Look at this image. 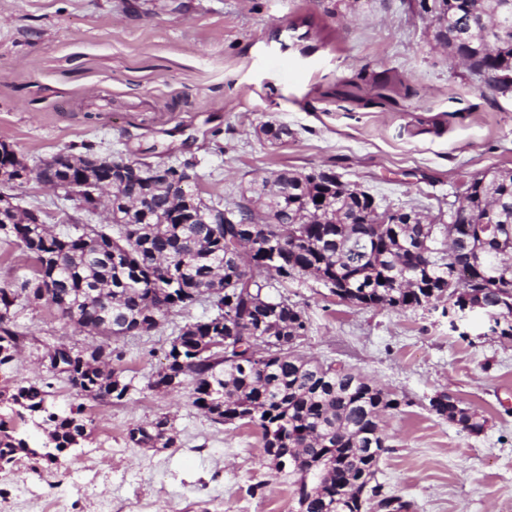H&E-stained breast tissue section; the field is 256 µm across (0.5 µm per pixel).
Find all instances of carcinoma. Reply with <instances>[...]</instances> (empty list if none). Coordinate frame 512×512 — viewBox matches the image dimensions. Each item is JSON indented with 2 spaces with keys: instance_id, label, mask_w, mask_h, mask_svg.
<instances>
[{
  "instance_id": "cac0c4a2",
  "label": "carcinoma",
  "mask_w": 512,
  "mask_h": 512,
  "mask_svg": "<svg viewBox=\"0 0 512 512\" xmlns=\"http://www.w3.org/2000/svg\"><path fill=\"white\" fill-rule=\"evenodd\" d=\"M447 31L457 18L472 14L459 48L472 59L477 74L487 73L488 83L506 94L512 89V0H440ZM279 183L267 188L268 179L252 183L249 197L235 204L241 217L252 206L273 216L277 223L256 232L248 250L236 252L242 225L226 224L221 236L197 218L181 224L173 217L168 191L155 189L154 205L129 211L112 210V223L83 227L79 234L55 233L43 224H14L11 236L34 261L31 277L12 286H0V366L13 361L24 333L17 330V308L39 299L30 285L43 282L44 304L55 311L70 308L69 319L99 332L138 324L150 329L159 302L186 308L207 302L216 314L179 331L165 354L166 363L149 386L160 388L172 376L192 385V404L215 423L244 421L262 430L263 449L275 450L286 460L295 458L300 473L294 495L299 512H361L364 502L351 493L350 480L364 475L370 495L384 512H402L409 504L383 493L376 482L379 455L391 450L380 417L395 410V394L346 367L332 368L314 357H303L289 345L305 335L307 322L301 311L284 303L263 333L266 347L243 332L256 326L257 304L263 285L247 284L253 265L271 270L285 287L297 276L311 272L324 285H343L340 300L363 307L387 306L401 311L448 295V281L469 289L485 300L500 302V312H486L501 323L499 336L512 339V171H494L485 182L473 185L468 207L484 218L482 224L443 227L441 234L455 236V249L437 248L428 234L432 262L415 253L419 224H402L385 237L372 238L369 228L351 221L358 199L346 193L341 199L343 219L326 224L306 221L310 210L336 204L327 182L305 181L285 171ZM284 235L288 259L267 260L268 236ZM499 283L492 289L490 285ZM90 288L101 289L92 298ZM112 354L102 348L74 351L62 356L67 378L80 394L94 400H123L131 383L107 369ZM450 400L446 410L431 409L450 422L465 418L462 429L479 434L485 421ZM11 415L41 418L46 435L39 448L29 437L5 427L0 420V462L9 467L20 455L59 467L68 452L89 437L91 421L58 414L46 406L45 391L35 385L19 386L6 398ZM137 446L169 448L174 444L169 421L162 417L129 431Z\"/></svg>"
}]
</instances>
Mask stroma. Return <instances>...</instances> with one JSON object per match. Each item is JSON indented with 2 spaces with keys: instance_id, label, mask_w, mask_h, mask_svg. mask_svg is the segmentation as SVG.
<instances>
[{
  "instance_id": "35a3bbf8",
  "label": "stroma",
  "mask_w": 512,
  "mask_h": 512,
  "mask_svg": "<svg viewBox=\"0 0 512 512\" xmlns=\"http://www.w3.org/2000/svg\"><path fill=\"white\" fill-rule=\"evenodd\" d=\"M266 123L286 126L287 138L258 136ZM0 142L33 168L85 146L187 162L204 200L228 207L253 180L332 171L380 207L444 224L473 176L512 170V93L433 46L409 0H0ZM9 193L58 232L107 218L34 178ZM31 275V259L1 233L0 286ZM262 282L303 313L299 353L353 368L400 400L383 422L384 493L410 512H512V340L478 320L467 337L449 333L438 308L347 304L308 275ZM212 313L204 302L177 308L151 331L105 342L46 305L20 308L26 338L0 367V391L43 386L48 405L81 411L91 434L67 467L23 456L0 471V512H297L296 476L266 459L258 426L214 423L189 389L148 385L180 329ZM58 342L108 343L128 396L78 394L45 361ZM442 392L484 419L483 431L432 411ZM160 417L173 447L129 442Z\"/></svg>"
}]
</instances>
